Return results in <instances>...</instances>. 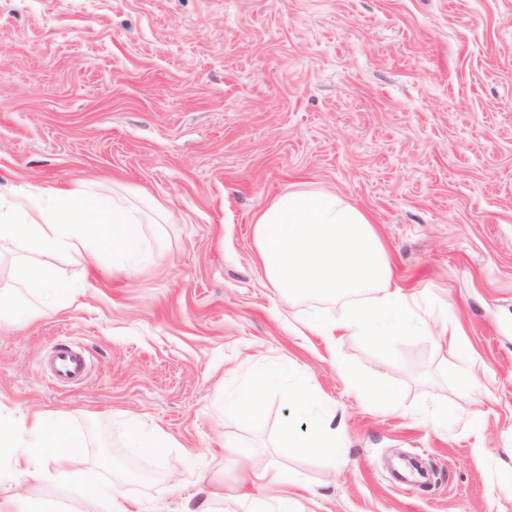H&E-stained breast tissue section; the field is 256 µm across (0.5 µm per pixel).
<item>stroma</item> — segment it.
<instances>
[{"label":"stroma","instance_id":"stroma-1","mask_svg":"<svg viewBox=\"0 0 512 512\" xmlns=\"http://www.w3.org/2000/svg\"><path fill=\"white\" fill-rule=\"evenodd\" d=\"M101 179L149 217L144 250L131 274L109 248L0 252V289L27 261L81 289L0 325V416L67 412L82 467L150 512L216 474L224 512H248L240 469L271 467L290 482L257 496L296 512H512V0H0V184ZM318 189L371 219L422 330L331 342L305 323L349 300L269 288L255 219ZM60 343L87 359L76 385L49 376ZM256 364L305 374L341 460L287 446L306 427L283 389L237 416ZM350 370L391 384L399 413ZM134 426L168 448L133 452Z\"/></svg>","mask_w":512,"mask_h":512}]
</instances>
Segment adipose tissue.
Returning a JSON list of instances; mask_svg holds the SVG:
<instances>
[{"mask_svg": "<svg viewBox=\"0 0 512 512\" xmlns=\"http://www.w3.org/2000/svg\"><path fill=\"white\" fill-rule=\"evenodd\" d=\"M259 260L270 287L289 296L354 298L341 320L315 317L308 330L326 337L336 332L364 336L376 343L403 335L412 324L413 295L395 285L384 247L366 214L331 192H288L276 196L255 222ZM22 244L29 252L48 255L75 252L90 255L92 245H109L133 257L144 247L143 222L105 183L90 192L55 188L48 193L13 192L0 196V249ZM371 303H357L365 292ZM76 292L40 266L24 269L8 294L0 293V322L32 320L40 306L73 301ZM285 387L295 412L310 427L298 434L285 429L290 447L313 456H338L336 431L323 402L303 380L285 384L279 370L259 367L247 390L233 401L240 418L248 420L262 406L263 393ZM83 441L60 413L36 412L23 423L0 419V483L20 478L58 485L70 479L82 491L86 512H145L142 504L123 494L105 492L96 476L75 468Z\"/></svg>", "mask_w": 512, "mask_h": 512, "instance_id": "obj_1", "label": "adipose tissue"}]
</instances>
